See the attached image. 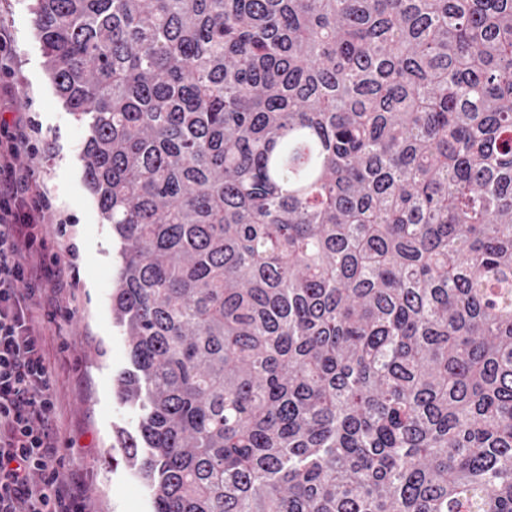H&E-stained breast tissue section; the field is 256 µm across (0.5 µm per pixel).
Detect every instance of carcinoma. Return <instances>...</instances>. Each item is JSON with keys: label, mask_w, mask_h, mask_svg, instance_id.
Wrapping results in <instances>:
<instances>
[{"label": "carcinoma", "mask_w": 512, "mask_h": 512, "mask_svg": "<svg viewBox=\"0 0 512 512\" xmlns=\"http://www.w3.org/2000/svg\"><path fill=\"white\" fill-rule=\"evenodd\" d=\"M118 240L151 512H512V0H35Z\"/></svg>", "instance_id": "obj_1"}]
</instances>
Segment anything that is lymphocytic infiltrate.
I'll use <instances>...</instances> for the list:
<instances>
[{
	"instance_id": "1",
	"label": "lymphocytic infiltrate",
	"mask_w": 512,
	"mask_h": 512,
	"mask_svg": "<svg viewBox=\"0 0 512 512\" xmlns=\"http://www.w3.org/2000/svg\"><path fill=\"white\" fill-rule=\"evenodd\" d=\"M26 142L0 124V512H84L66 489L52 442V367L29 318L41 280L24 255L44 247L39 226L48 202L15 164Z\"/></svg>"
}]
</instances>
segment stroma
<instances>
[{
    "label": "stroma",
    "mask_w": 512,
    "mask_h": 512,
    "mask_svg": "<svg viewBox=\"0 0 512 512\" xmlns=\"http://www.w3.org/2000/svg\"><path fill=\"white\" fill-rule=\"evenodd\" d=\"M30 4L0 0V27L14 36L10 54L0 59V122L41 142L40 153L19 152L16 164L34 173L38 189L54 203L42 232L63 273L50 278L33 310L57 391L51 433L62 449L67 487L85 512H151L143 486L125 466L108 462L121 454L116 427H136L113 395V379L127 364L110 305L115 241L83 180L86 130L46 74ZM59 308L69 309V317L56 316Z\"/></svg>",
    "instance_id": "obj_1"
}]
</instances>
